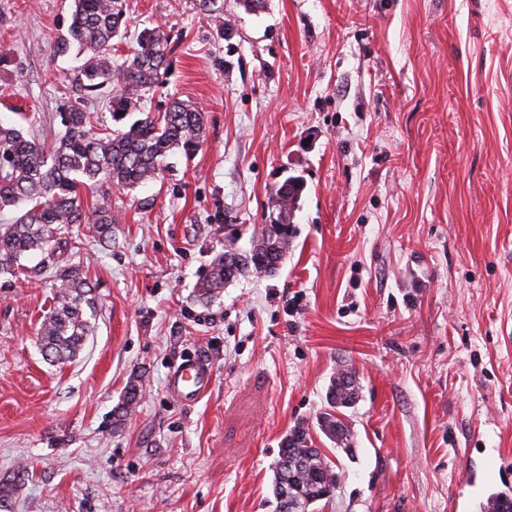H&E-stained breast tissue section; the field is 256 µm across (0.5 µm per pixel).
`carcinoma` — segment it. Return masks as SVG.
Returning <instances> with one entry per match:
<instances>
[{
	"label": "carcinoma",
	"instance_id": "carcinoma-1",
	"mask_svg": "<svg viewBox=\"0 0 512 512\" xmlns=\"http://www.w3.org/2000/svg\"><path fill=\"white\" fill-rule=\"evenodd\" d=\"M128 0H73L67 35L53 44V53L65 55L72 48L84 55L80 84L87 92L117 82L110 100L112 121L119 127L106 135L92 128L91 113L73 104L63 113L64 134L47 148L23 135L14 126L0 124V211L22 208L10 224H0V275L17 274L21 259L33 252L56 251L66 246L64 232L71 224H90L99 242L112 241L110 192L114 187L133 190L163 178L168 156H188L199 147L203 114L193 104L173 99L168 109L126 124V115L140 107L141 92L164 84L167 58L173 54L170 35L161 27L144 28L136 48L119 65H112V40L126 25ZM98 196L91 207H83L80 190ZM305 190L304 181L288 187L281 184L272 197L277 219L263 225L252 240L253 254L225 262L220 256L198 282L199 297L208 301L224 286L249 274L275 272L294 236L292 212ZM53 306L43 318L38 335L51 360H72L93 332L97 303L89 283L76 267L57 274ZM359 387H346L340 378L331 380L318 426L336 445L349 440L350 429L336 417V409L353 404ZM142 396L138 381L126 386L115 423ZM338 474L321 449L314 447L310 430L295 426L283 438L274 466L273 492L284 490L299 499L301 512L333 493ZM481 512H512V493L489 494Z\"/></svg>",
	"mask_w": 512,
	"mask_h": 512
}]
</instances>
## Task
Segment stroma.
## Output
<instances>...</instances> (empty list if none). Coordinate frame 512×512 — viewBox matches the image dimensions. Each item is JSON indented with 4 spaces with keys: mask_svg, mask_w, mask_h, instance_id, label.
Here are the masks:
<instances>
[{
    "mask_svg": "<svg viewBox=\"0 0 512 512\" xmlns=\"http://www.w3.org/2000/svg\"><path fill=\"white\" fill-rule=\"evenodd\" d=\"M216 2L220 34L199 0H128L112 46L123 61L156 25L177 42L141 105L201 108L196 152L113 190L110 246L75 224L67 251L0 275V512H277L299 424L339 475L310 512H480L512 490V0ZM71 4L0 0V123L48 146L67 103L111 120L114 86L85 93L80 58L51 51ZM290 176L306 189L280 268L201 301ZM70 266L97 316L61 364L37 332ZM190 352L215 383L184 407L165 382ZM343 366L348 451L318 427Z\"/></svg>",
    "mask_w": 512,
    "mask_h": 512,
    "instance_id": "obj_1",
    "label": "stroma"
}]
</instances>
